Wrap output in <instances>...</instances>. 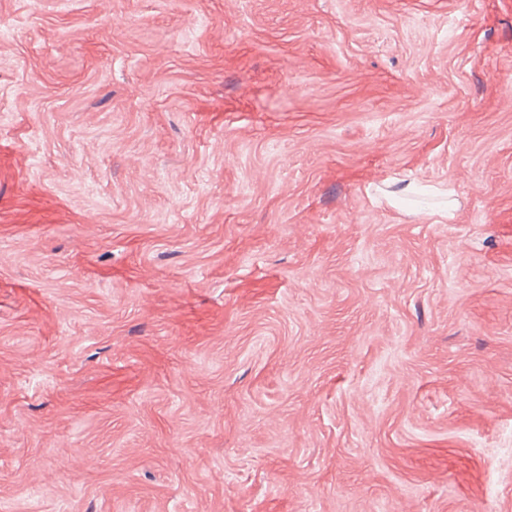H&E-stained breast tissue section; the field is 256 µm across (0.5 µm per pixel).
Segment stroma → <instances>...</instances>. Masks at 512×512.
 Wrapping results in <instances>:
<instances>
[{"mask_svg": "<svg viewBox=\"0 0 512 512\" xmlns=\"http://www.w3.org/2000/svg\"><path fill=\"white\" fill-rule=\"evenodd\" d=\"M0 512H512V0H0Z\"/></svg>", "mask_w": 512, "mask_h": 512, "instance_id": "obj_1", "label": "stroma"}]
</instances>
